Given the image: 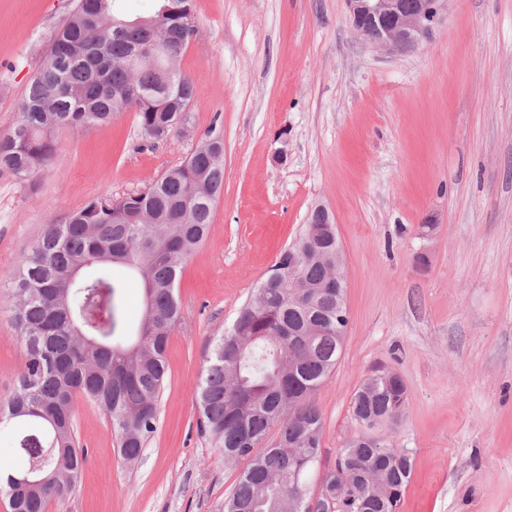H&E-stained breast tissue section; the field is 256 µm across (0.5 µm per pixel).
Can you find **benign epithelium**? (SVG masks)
<instances>
[{
	"label": "benign epithelium",
	"instance_id": "7a95c632",
	"mask_svg": "<svg viewBox=\"0 0 512 512\" xmlns=\"http://www.w3.org/2000/svg\"><path fill=\"white\" fill-rule=\"evenodd\" d=\"M355 32L388 53H410L429 42L448 0H346Z\"/></svg>",
	"mask_w": 512,
	"mask_h": 512
}]
</instances>
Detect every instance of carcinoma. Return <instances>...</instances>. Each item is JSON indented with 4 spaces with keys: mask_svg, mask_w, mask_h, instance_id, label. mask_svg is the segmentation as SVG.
Masks as SVG:
<instances>
[{
    "mask_svg": "<svg viewBox=\"0 0 512 512\" xmlns=\"http://www.w3.org/2000/svg\"><path fill=\"white\" fill-rule=\"evenodd\" d=\"M118 0H77L42 56L11 130L0 135V170L20 180L43 172L59 128L86 130L133 110L147 141L171 135L196 95L194 84L158 48L185 52L194 0H158L148 18L129 19ZM224 187V139L210 134L179 166L145 189L99 197L47 224L9 283L11 321L24 363L0 426L14 434L20 466L0 471L11 512L64 505L87 462L76 446L79 402L111 423L118 452L136 464L155 433L166 353L180 321L176 288L185 262L207 238ZM296 238L215 337L198 391V427L224 459L246 462L219 512H303L305 482L321 453L322 416L312 395L336 366V294L317 287L328 266L298 253ZM136 274L144 309L124 333L125 280ZM407 388L377 369L351 398L355 420H375L370 443L355 436L341 467L322 475L324 512H398L413 464L379 427L401 421ZM277 428V440L267 443Z\"/></svg>",
    "mask_w": 512,
    "mask_h": 512,
    "instance_id": "1",
    "label": "carcinoma"
}]
</instances>
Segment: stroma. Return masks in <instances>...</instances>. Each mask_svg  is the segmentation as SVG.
I'll return each instance as SVG.
<instances>
[{
  "instance_id": "35a3bbf8",
  "label": "stroma",
  "mask_w": 512,
  "mask_h": 512,
  "mask_svg": "<svg viewBox=\"0 0 512 512\" xmlns=\"http://www.w3.org/2000/svg\"><path fill=\"white\" fill-rule=\"evenodd\" d=\"M74 3L0 0V135ZM195 24L180 65L196 96L176 133L145 143L122 112L60 129L31 180L0 172L5 398L23 365L7 285L44 225L139 191L210 129L224 135V187L180 279L157 430L125 467L110 422L81 404L87 464L65 507L47 512H217L244 465L197 430L200 376L214 336L319 205L337 227L349 325L313 396L322 453L308 497L361 430L352 395L384 367L408 392L390 433L413 453L399 512H512V0H448L432 40L407 54L364 42L345 0H195Z\"/></svg>"
}]
</instances>
